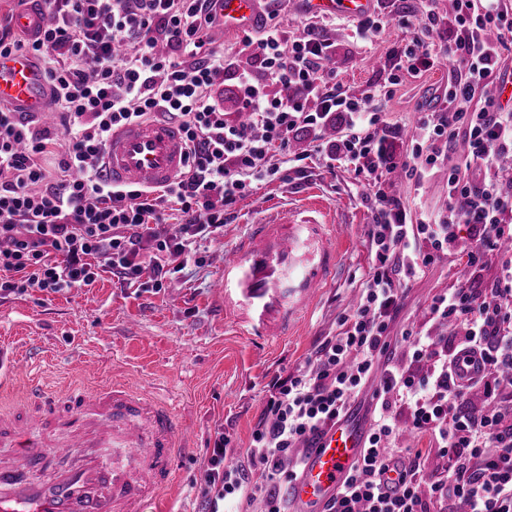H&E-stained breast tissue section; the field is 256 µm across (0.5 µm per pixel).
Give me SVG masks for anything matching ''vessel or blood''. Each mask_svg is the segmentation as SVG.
Instances as JSON below:
<instances>
[{"label":"vessel or blood","mask_w":512,"mask_h":512,"mask_svg":"<svg viewBox=\"0 0 512 512\" xmlns=\"http://www.w3.org/2000/svg\"><path fill=\"white\" fill-rule=\"evenodd\" d=\"M262 0H224V26L246 31L261 20ZM307 14L359 17L375 0H304ZM45 11L28 4L13 26L36 35ZM47 82L26 53L0 56V105L21 112H47ZM185 143L177 124L149 120L113 131L105 169L113 183L156 187L174 180L185 166ZM336 224L299 219L281 210L245 233L224 257L216 287L224 318L246 336L273 341L290 335L341 264ZM25 390L24 411L0 413V442L13 448L0 460V512H172L167 491L177 473L185 441L172 404L140 393L133 380L95 388H62L42 372L39 356L18 360L0 349V396ZM365 432L342 421L321 434L290 485L295 512H319L360 461Z\"/></svg>","instance_id":"b4317fda"}]
</instances>
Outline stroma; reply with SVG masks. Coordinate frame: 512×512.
<instances>
[{
  "instance_id": "stroma-1",
  "label": "stroma",
  "mask_w": 512,
  "mask_h": 512,
  "mask_svg": "<svg viewBox=\"0 0 512 512\" xmlns=\"http://www.w3.org/2000/svg\"><path fill=\"white\" fill-rule=\"evenodd\" d=\"M430 8L443 20V40L454 42L451 0H377L374 11L385 24L370 44L356 37V20L321 17L326 38L336 44L342 86L356 94L373 88L390 51L404 47L412 37L411 30L401 26L400 16L419 19ZM453 71L452 61L440 60L420 77L406 79L385 102L389 121L406 131L403 144L396 147L398 154L411 153L413 143L424 139L416 124L418 112L445 109ZM436 149L437 164L422 183L404 177L393 182L414 222L424 214H446L448 164L462 162L465 142L460 137L440 141ZM306 165L308 176L301 183L262 182L239 199L223 233L199 241L203 263L188 266L164 288L127 287L105 272L87 288L63 294L31 288L0 299V340L24 357L41 350L59 384L96 386L129 377L144 393L173 399L178 422L190 436L170 490L175 512H203L204 474L215 439L229 432V458L246 461L268 384L295 371L320 337L336 334L341 316L358 297L368 269L366 232L372 221L361 199L363 187L349 167L328 170L323 153H313ZM310 199L321 200L325 220L342 227L343 273L295 334L263 345L225 326L213 285L224 271L225 252L247 225ZM464 276L462 262L444 259L412 278L392 335L418 326L428 298Z\"/></svg>"
}]
</instances>
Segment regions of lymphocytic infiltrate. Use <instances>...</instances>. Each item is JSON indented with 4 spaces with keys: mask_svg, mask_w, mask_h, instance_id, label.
<instances>
[{
    "mask_svg": "<svg viewBox=\"0 0 512 512\" xmlns=\"http://www.w3.org/2000/svg\"><path fill=\"white\" fill-rule=\"evenodd\" d=\"M51 21L35 39L0 18V55L25 52L41 64L56 117L42 125L31 112L0 106V295L36 288L61 293L92 285L107 271L135 284L144 265L155 287L197 262L196 240L224 226L229 208L253 184L279 174L274 152L288 155L295 180L307 176L308 152L290 150L298 132L320 137L333 120L344 131L326 153L344 161L368 191L372 214L368 270L356 306L339 331L319 339L295 373L268 386L247 464L227 458L218 438L204 477L206 512L261 501L285 512L306 448L346 416L366 387L374 407L362 462L323 512H512V113L488 87L512 43V7L504 0H453L458 35L434 52V11L403 20L414 36L392 52L377 87L387 99L405 78L451 57L456 76L448 107L423 112L427 145L398 157L388 121L370 96L336 80L335 46L308 23L286 38L278 11L261 38L244 34L233 55L214 47L223 26L221 0H44ZM497 30V40L486 37ZM232 82L239 121L216 88ZM157 117L184 134L187 166L158 189L112 185L104 149L112 132ZM463 133L464 168L448 171V213L409 221L386 176L402 169L420 181L438 160L435 144ZM179 234L166 230L169 220ZM456 256L468 275L432 296L418 329L403 331L402 355L391 354L390 325L410 280ZM476 356L479 375L462 382L457 368ZM430 437V448H405L404 432ZM266 479L253 480L255 469Z\"/></svg>",
    "mask_w": 512,
    "mask_h": 512,
    "instance_id": "1",
    "label": "lymphocytic infiltrate"
}]
</instances>
